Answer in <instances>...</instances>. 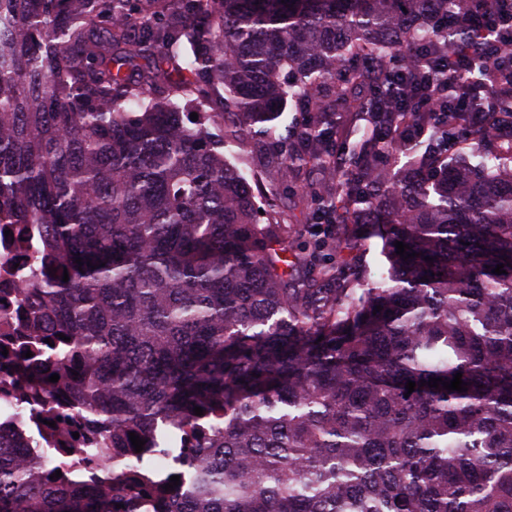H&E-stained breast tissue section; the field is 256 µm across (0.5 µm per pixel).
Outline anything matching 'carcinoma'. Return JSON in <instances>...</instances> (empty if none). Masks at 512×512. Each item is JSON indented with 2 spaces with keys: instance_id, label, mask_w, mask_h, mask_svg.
I'll return each mask as SVG.
<instances>
[{
  "instance_id": "1",
  "label": "carcinoma",
  "mask_w": 512,
  "mask_h": 512,
  "mask_svg": "<svg viewBox=\"0 0 512 512\" xmlns=\"http://www.w3.org/2000/svg\"><path fill=\"white\" fill-rule=\"evenodd\" d=\"M457 3L0 0V224L43 238L29 320L77 404L112 420L99 464L121 470L131 432L194 460L169 491L139 460L156 512H512V101L474 99L483 162L450 169L448 113L400 112L382 81L404 58L448 108L454 89H433L413 48L461 42L434 27ZM303 100L312 121L281 130ZM405 124L430 142L395 173L383 159ZM247 143L336 179V196L302 198L319 224L384 238L380 280L329 287L355 276L339 230L294 253L258 228L224 161ZM459 372L464 392L421 385ZM24 450L0 434V512H138ZM46 452L59 469L84 454Z\"/></svg>"
}]
</instances>
